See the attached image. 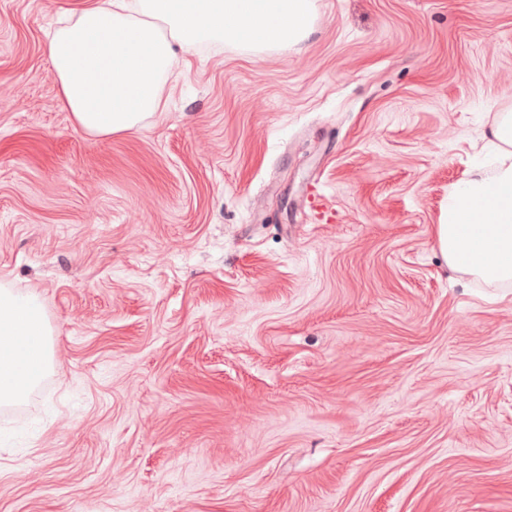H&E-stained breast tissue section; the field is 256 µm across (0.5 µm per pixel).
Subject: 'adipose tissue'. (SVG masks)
I'll return each mask as SVG.
<instances>
[{"instance_id": "ef3b65f1", "label": "adipose tissue", "mask_w": 512, "mask_h": 512, "mask_svg": "<svg viewBox=\"0 0 512 512\" xmlns=\"http://www.w3.org/2000/svg\"><path fill=\"white\" fill-rule=\"evenodd\" d=\"M315 0H89L45 34L61 102L94 137L130 132L164 111L177 50L222 42L256 54L300 48ZM492 169L467 171L448 189L436 244L454 272L512 284V106L485 135ZM53 330L37 295L0 281V404L19 400L53 365Z\"/></svg>"}]
</instances>
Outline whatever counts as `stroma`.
Listing matches in <instances>:
<instances>
[{
	"instance_id": "35a3bbf8",
	"label": "stroma",
	"mask_w": 512,
	"mask_h": 512,
	"mask_svg": "<svg viewBox=\"0 0 512 512\" xmlns=\"http://www.w3.org/2000/svg\"><path fill=\"white\" fill-rule=\"evenodd\" d=\"M0 0V280L58 367L0 405V512H512V287L434 226L512 103V0H316L77 130Z\"/></svg>"
}]
</instances>
